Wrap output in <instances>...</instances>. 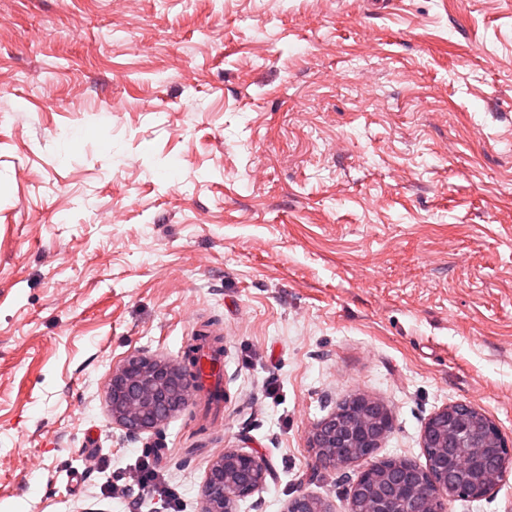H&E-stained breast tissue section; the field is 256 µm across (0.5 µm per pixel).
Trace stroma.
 <instances>
[{
  "instance_id": "35a3bbf8",
  "label": "stroma",
  "mask_w": 512,
  "mask_h": 512,
  "mask_svg": "<svg viewBox=\"0 0 512 512\" xmlns=\"http://www.w3.org/2000/svg\"><path fill=\"white\" fill-rule=\"evenodd\" d=\"M207 320L223 422L113 425ZM353 393L379 459L451 403L512 441V0H0V512H202L228 448L237 512H345L308 438ZM269 472L262 457L238 448L225 450L207 473L203 512H236L237 502L262 489ZM320 506L315 502V496L311 494H300L292 498L285 512H333L334 510L322 498H319Z\"/></svg>"
}]
</instances>
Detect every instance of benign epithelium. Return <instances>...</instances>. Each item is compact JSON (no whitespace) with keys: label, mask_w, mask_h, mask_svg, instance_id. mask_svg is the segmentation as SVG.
<instances>
[{"label":"benign epithelium","mask_w":512,"mask_h":512,"mask_svg":"<svg viewBox=\"0 0 512 512\" xmlns=\"http://www.w3.org/2000/svg\"><path fill=\"white\" fill-rule=\"evenodd\" d=\"M194 378L186 361L173 363L141 353L127 356L112 370L108 401L112 423L131 434L157 428L173 412L187 403ZM357 414L346 419L342 412L331 411L316 423L309 436V447L318 450L321 461L340 471L351 463L324 454L326 448L356 447L369 451L380 446L393 428L389 412L379 408L370 413L369 398L362 395L354 400ZM471 409L449 404L437 411L427 422L422 447L440 448L442 454L434 461L428 474L407 462L390 464L379 475L366 472L358 475L346 494V512L354 496L367 500L368 512H393L395 500L402 494L410 497L409 512H438L434 507L433 491H454L448 482V444H459L471 433ZM270 466L263 458L238 448L224 451L211 465L204 486L203 512H236L237 502L262 489ZM285 512H333L325 500L315 502V496L300 494L292 498Z\"/></svg>","instance_id":"obj_1"}]
</instances>
